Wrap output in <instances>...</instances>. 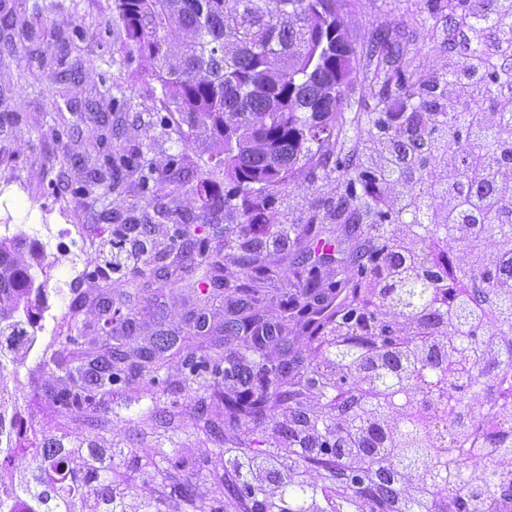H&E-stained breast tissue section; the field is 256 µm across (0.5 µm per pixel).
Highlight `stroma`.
Returning <instances> with one entry per match:
<instances>
[{"instance_id":"obj_1","label":"stroma","mask_w":512,"mask_h":512,"mask_svg":"<svg viewBox=\"0 0 512 512\" xmlns=\"http://www.w3.org/2000/svg\"><path fill=\"white\" fill-rule=\"evenodd\" d=\"M112 7L113 0H0V225L43 246L46 225H81L85 287L109 288L112 308L128 321L132 336L183 335L201 321L207 343L231 354L239 344L224 337V321L248 309L280 319L282 289L305 270L317 267L332 281L356 277L355 255L368 239L360 224L332 215L336 155L359 162L377 147L370 115L382 109L383 82H390L398 107L456 60L448 49L447 2L353 0L344 24L356 55L336 115L339 145H313L312 163L299 165L288 187L268 197L274 223L240 225L229 246L225 229L239 225L238 215L214 210L201 191L204 180L220 184L224 174L208 169L198 141L178 139L157 123L161 87L144 75L138 57L125 53ZM118 152L156 162L154 182L145 190L131 180L96 203L86 202L85 181ZM159 209L169 211L170 222L144 227L155 252L130 259V243L112 240L114 226ZM313 215L318 222L311 231L279 236L280 228L309 224ZM175 223L186 225L189 237L209 240L208 257L188 252L185 263L193 272L182 280L165 279L168 262L158 256ZM252 247L267 254L275 270L256 297L242 288L243 259ZM44 265L48 284L63 288L46 299L57 316L53 345L46 356L24 351L19 372L8 378L38 438L62 439L65 446L80 447L89 464L111 467L130 486L127 512H194L198 504L257 512L260 501L244 495L230 462L237 456L276 458L291 404H271L257 424L209 429V419L224 411L223 395L239 384L193 377L174 359L160 371L161 387L148 391L144 377H130L113 386L107 411L72 418L47 394L60 376L53 356L71 350L67 322L76 320L79 330L94 337L98 355H108L111 343L98 330L94 305H80L78 290L63 286L70 254L52 252ZM197 286L219 293V300L201 308L193 294ZM319 360L318 346L300 322L289 323L286 342L265 351L267 365H288L293 376Z\"/></svg>"}]
</instances>
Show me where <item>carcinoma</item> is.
Returning a JSON list of instances; mask_svg holds the SVG:
<instances>
[{"label":"carcinoma","instance_id":"cac0c4a2","mask_svg":"<svg viewBox=\"0 0 512 512\" xmlns=\"http://www.w3.org/2000/svg\"><path fill=\"white\" fill-rule=\"evenodd\" d=\"M113 18L125 34L124 49L145 63L160 84L159 122L178 138L205 146L208 161L224 169L232 187L219 196L241 223L263 217L264 204L251 198L252 186L280 187L301 161L312 159L310 144L336 137V113L343 98L334 87L347 84L352 46L336 43V13L350 0H113ZM485 10L480 20L469 0H448V20L478 28L491 45L512 37V0ZM502 73L470 52L436 80L406 118V128L382 142L361 164H336L344 188L336 216L358 199L370 230V245L357 256L359 279L351 300L331 317L329 334L319 337L321 364L298 377L263 362L268 342L282 337L288 322L317 312L336 294L308 271L301 290L286 297L277 322L229 319L224 335L245 342L231 365L247 371L246 395L224 399L237 421L252 422L283 394L294 402L283 445L291 466L288 480L274 489L249 483L245 490L288 503V512H503L493 489L506 475L485 461L484 448L468 458L449 446L437 429L444 413L454 434H468L451 391L458 380L481 390L498 370L512 366V127L496 123L484 102L495 95L512 103ZM465 96L468 117L444 108L441 100ZM434 158L428 178L413 171ZM134 168L148 186L153 162L120 156L108 171L84 185L117 189L123 171ZM444 244L466 256L458 280L440 290L441 263L427 243ZM26 240L0 239V336L15 335L14 313L31 308L32 269L42 266L34 244L32 262L15 256ZM249 289L256 292L272 276L259 257L244 261ZM100 291L97 319L118 342L112 358L76 352L58 361L61 385L52 400L70 414L106 408L112 385L137 369L161 384L158 371L173 347L160 333L134 343L117 327L112 304ZM193 376L224 377V357L189 355ZM374 428L378 441L352 447L348 434ZM319 451L325 480L308 479L307 460ZM53 467L61 473L43 489L57 506L82 496L85 512H124L128 486L112 478V468L95 469L96 486L76 485L87 467L79 449Z\"/></svg>","mask_w":512,"mask_h":512}]
</instances>
